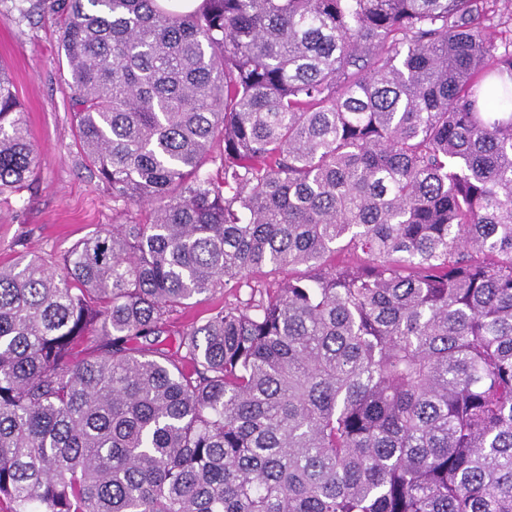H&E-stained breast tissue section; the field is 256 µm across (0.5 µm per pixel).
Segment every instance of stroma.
<instances>
[{"mask_svg":"<svg viewBox=\"0 0 512 512\" xmlns=\"http://www.w3.org/2000/svg\"><path fill=\"white\" fill-rule=\"evenodd\" d=\"M0 62L11 73L40 151L31 187L20 199L0 202V265L22 251L59 259L111 223L112 190L91 176L76 144L52 16L28 18L15 0H0Z\"/></svg>","mask_w":512,"mask_h":512,"instance_id":"35a3bbf8","label":"stroma"}]
</instances>
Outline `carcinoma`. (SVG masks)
I'll list each match as a JSON object with an SVG mask.
<instances>
[{
  "instance_id": "1",
  "label": "carcinoma",
  "mask_w": 512,
  "mask_h": 512,
  "mask_svg": "<svg viewBox=\"0 0 512 512\" xmlns=\"http://www.w3.org/2000/svg\"><path fill=\"white\" fill-rule=\"evenodd\" d=\"M24 2L115 218L0 265V502L512 512V0ZM200 299L201 301L197 302L195 299L190 301L192 303L186 308L182 316V322H192L199 316H204L208 309L224 306V292H217L214 295H209L206 298L201 297Z\"/></svg>"
}]
</instances>
